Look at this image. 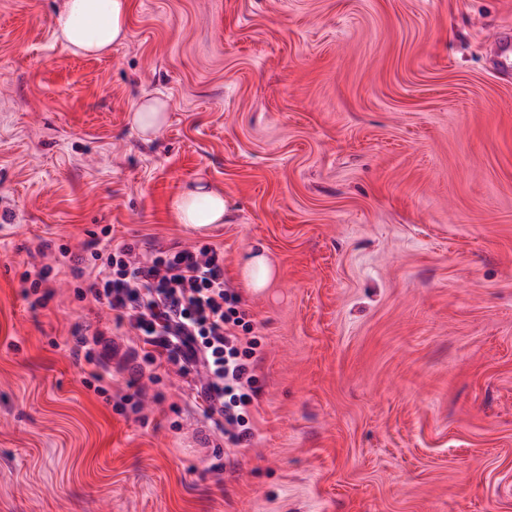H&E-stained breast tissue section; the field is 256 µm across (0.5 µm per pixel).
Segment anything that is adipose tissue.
<instances>
[{
    "label": "adipose tissue",
    "mask_w": 512,
    "mask_h": 512,
    "mask_svg": "<svg viewBox=\"0 0 512 512\" xmlns=\"http://www.w3.org/2000/svg\"><path fill=\"white\" fill-rule=\"evenodd\" d=\"M129 0H62L54 20V36L73 54L103 56L127 40ZM178 223L193 230L221 224L228 217L223 191L198 182L173 202Z\"/></svg>",
    "instance_id": "ef3b65f1"
}]
</instances>
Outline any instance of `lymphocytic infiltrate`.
Returning a JSON list of instances; mask_svg holds the SVG:
<instances>
[{"label": "lymphocytic infiltrate", "mask_w": 512, "mask_h": 512, "mask_svg": "<svg viewBox=\"0 0 512 512\" xmlns=\"http://www.w3.org/2000/svg\"><path fill=\"white\" fill-rule=\"evenodd\" d=\"M100 268L71 258L82 296L106 301L116 326H129L143 346L142 360L178 366L182 374L203 369L195 406L221 420L229 447H247L260 388L256 370L262 344L241 309L239 293L224 278V259L204 244L175 251L140 250L137 244H87Z\"/></svg>", "instance_id": "obj_1"}]
</instances>
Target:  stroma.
Here are the masks:
<instances>
[{"label": "stroma", "instance_id": "1", "mask_svg": "<svg viewBox=\"0 0 512 512\" xmlns=\"http://www.w3.org/2000/svg\"><path fill=\"white\" fill-rule=\"evenodd\" d=\"M130 2L83 58L61 0H0V512H512V0ZM198 181L231 216L193 231ZM106 226L223 253L263 342L247 448L175 366L89 387L73 338L113 314L58 262ZM169 104L166 100L144 95L131 115V122L144 135L152 134L168 117ZM173 212L179 224L200 230L210 224H222L228 218L224 192L203 182H197L178 194ZM275 271L262 252H256L250 256L242 268V276L255 291L262 290L274 277Z\"/></svg>", "mask_w": 512, "mask_h": 512}]
</instances>
